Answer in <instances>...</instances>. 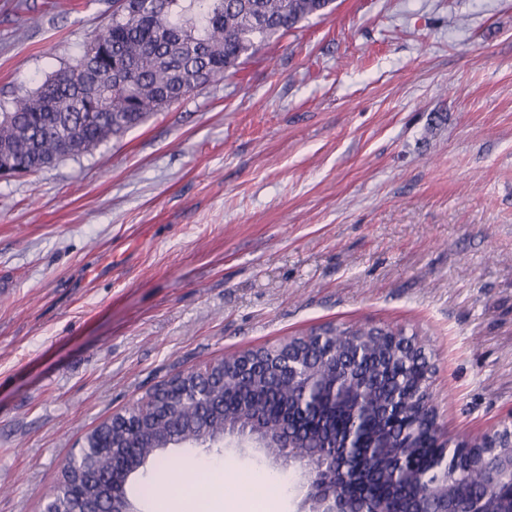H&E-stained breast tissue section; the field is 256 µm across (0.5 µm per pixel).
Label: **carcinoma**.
Masks as SVG:
<instances>
[{
	"label": "carcinoma",
	"instance_id": "obj_1",
	"mask_svg": "<svg viewBox=\"0 0 512 512\" xmlns=\"http://www.w3.org/2000/svg\"><path fill=\"white\" fill-rule=\"evenodd\" d=\"M111 21L84 44L74 63L0 113V161L23 176L91 153L145 123L151 115L222 81L242 61L296 28L324 15L333 0H116ZM403 332L357 323L308 333L303 349L309 375L288 376L257 357L234 352L202 376L190 371L166 380V396L139 401L122 422L107 420L84 446L87 463L63 466L57 512H113L133 505L129 480L161 463L169 448H222L227 437L248 438L262 421L266 454L288 460L285 428L303 431L314 449L305 466L326 467L350 430L342 392L358 401L360 467L349 482V508L373 512H432L452 497L465 509L497 512L483 499L481 472L443 452L431 431L433 407L424 401V363L404 354Z\"/></svg>",
	"mask_w": 512,
	"mask_h": 512
}]
</instances>
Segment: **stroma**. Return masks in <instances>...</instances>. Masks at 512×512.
Listing matches in <instances>:
<instances>
[{"label": "stroma", "instance_id": "stroma-1", "mask_svg": "<svg viewBox=\"0 0 512 512\" xmlns=\"http://www.w3.org/2000/svg\"><path fill=\"white\" fill-rule=\"evenodd\" d=\"M112 0H0V105ZM329 323L424 350L443 432L512 417V0H335L122 138L0 178V512H40L103 420L180 372ZM172 492L301 465L173 448Z\"/></svg>", "mask_w": 512, "mask_h": 512}]
</instances>
